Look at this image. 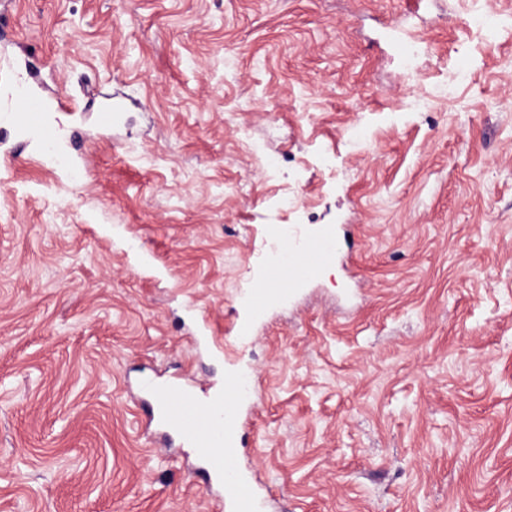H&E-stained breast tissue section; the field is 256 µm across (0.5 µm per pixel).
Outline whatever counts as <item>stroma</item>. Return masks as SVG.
<instances>
[{
	"label": "stroma",
	"instance_id": "obj_1",
	"mask_svg": "<svg viewBox=\"0 0 512 512\" xmlns=\"http://www.w3.org/2000/svg\"><path fill=\"white\" fill-rule=\"evenodd\" d=\"M5 8L49 110L0 119V512H222L137 382L231 370L267 512H512V29L457 22L512 0ZM291 224L342 249L249 320Z\"/></svg>",
	"mask_w": 512,
	"mask_h": 512
}]
</instances>
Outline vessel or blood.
<instances>
[{
    "label": "vessel or blood",
    "mask_w": 512,
    "mask_h": 512,
    "mask_svg": "<svg viewBox=\"0 0 512 512\" xmlns=\"http://www.w3.org/2000/svg\"><path fill=\"white\" fill-rule=\"evenodd\" d=\"M336 247L331 229L289 228L276 257L267 264L262 284L250 293L254 314H263L272 300L282 296L286 283L317 276L320 268L334 258ZM248 384L245 375L229 379L226 391L215 392L204 405L179 383L158 375L144 376L139 384L151 422L165 434L176 436L182 445L198 450V461L209 483L224 489L226 512L262 509L259 484L245 471L238 454L241 434L236 407L246 398Z\"/></svg>",
    "instance_id": "1"
}]
</instances>
